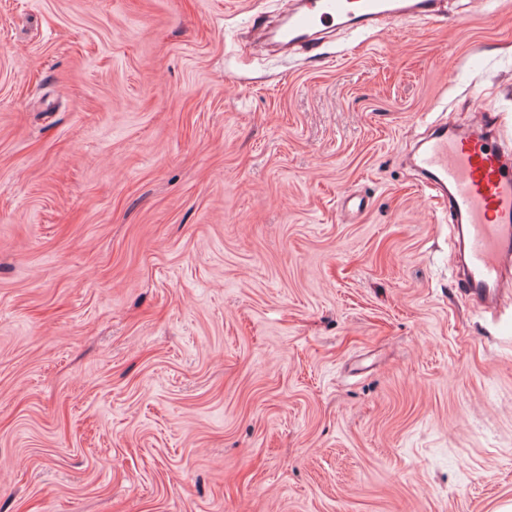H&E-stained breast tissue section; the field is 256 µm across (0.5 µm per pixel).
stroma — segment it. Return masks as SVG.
I'll return each instance as SVG.
<instances>
[{
	"instance_id": "obj_1",
	"label": "stroma",
	"mask_w": 512,
	"mask_h": 512,
	"mask_svg": "<svg viewBox=\"0 0 512 512\" xmlns=\"http://www.w3.org/2000/svg\"><path fill=\"white\" fill-rule=\"evenodd\" d=\"M443 5L284 57L281 0H0V512L512 505V288L409 161L512 150V0Z\"/></svg>"
}]
</instances>
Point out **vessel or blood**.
Returning a JSON list of instances; mask_svg holds the SVG:
<instances>
[{"label": "vessel or blood", "instance_id": "obj_1", "mask_svg": "<svg viewBox=\"0 0 512 512\" xmlns=\"http://www.w3.org/2000/svg\"><path fill=\"white\" fill-rule=\"evenodd\" d=\"M440 0H284L274 34L288 50L312 52L328 29L371 31L409 17L432 20ZM485 111L462 129L436 128L413 158L423 186L448 216L463 255V293L485 310L512 274V157Z\"/></svg>", "mask_w": 512, "mask_h": 512}]
</instances>
